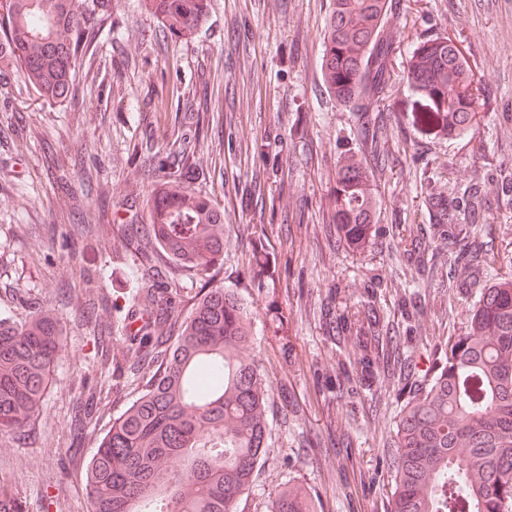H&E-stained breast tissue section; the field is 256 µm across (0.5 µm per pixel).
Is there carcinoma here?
I'll use <instances>...</instances> for the list:
<instances>
[{
	"label": "carcinoma",
	"mask_w": 512,
	"mask_h": 512,
	"mask_svg": "<svg viewBox=\"0 0 512 512\" xmlns=\"http://www.w3.org/2000/svg\"><path fill=\"white\" fill-rule=\"evenodd\" d=\"M0 0V63L20 68L41 98L62 103L72 95L77 64L112 25L108 0ZM165 40H189L207 20L210 0H140ZM389 0H333L324 35L322 79L342 104H357L390 78L384 23ZM415 98L412 123L450 139L469 132L481 88L462 50L450 38L415 46L408 60ZM189 109L208 108L207 86L184 99ZM385 160L377 134L364 136V152L336 163L326 211L329 248L360 253L375 224V193ZM148 209L139 243L143 275L161 249L177 271L207 272L224 260L228 232L212 199L179 187L167 173ZM478 188L465 192L469 216L454 218L453 205L425 187V209L437 220L404 247L401 271L416 284L398 298L400 315L427 307L417 286L474 288L467 325L441 337L420 368L394 324L368 299L339 308L336 292L320 309L343 377L325 391L340 401L353 384L378 404L406 397L390 443L394 478L389 512H512V280L491 277L477 242ZM251 267L261 275L272 262L265 225L254 227ZM86 306L98 298L81 270L71 269ZM176 278L136 286L142 306L127 321L140 322L116 360L137 375L142 393L102 438L87 465V512H231L266 459L269 410L275 394L288 396L258 364L245 357L254 341L247 302L215 287L184 313L174 302ZM62 348L54 317L34 312L15 322L0 315V449L37 414ZM0 512H25L23 502L0 485ZM270 512H315L298 488L275 494Z\"/></svg>",
	"instance_id": "1"
}]
</instances>
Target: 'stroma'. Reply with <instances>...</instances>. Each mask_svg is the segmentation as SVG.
Here are the masks:
<instances>
[{"instance_id":"obj_1","label":"stroma","mask_w":512,"mask_h":512,"mask_svg":"<svg viewBox=\"0 0 512 512\" xmlns=\"http://www.w3.org/2000/svg\"><path fill=\"white\" fill-rule=\"evenodd\" d=\"M112 27L78 64L67 101L46 105L16 70L0 71V313L35 309L57 318L63 349L42 408L0 451V482L26 512H86L87 461L141 386L106 362L94 325L67 287L80 265L119 321L131 303L140 261L133 225L147 221L160 184L161 158L182 166L185 188L212 197L229 240L210 276L178 277L175 301L190 309L202 285L237 291L251 302L249 351L274 383L287 384L296 413L270 412V463L258 468L237 512H269L283 485H303L317 512H386L393 469L387 446L400 410L375 407L354 392L342 407L324 391L336 360L319 320L333 287L360 306L369 270L390 283L398 266L393 225L412 238L428 223L422 184L445 196L480 181L491 208L480 228L495 278L512 279V0H389L391 78L373 100L387 113L390 156L377 187L379 210L369 252H325L320 241L291 252L287 225L322 221L337 159L362 146L358 109L337 104L321 78L323 37L333 0H211L193 39L157 38L139 0H111ZM461 37V49L486 92L472 130L432 137L411 121L406 59L419 42ZM208 111L188 112L183 94L200 82ZM182 145L173 147L170 135ZM97 168L102 183L83 180ZM116 220L91 236L74 233L72 201ZM272 226L274 280L257 284L244 257L253 225ZM432 309L406 333L432 343L466 324L470 295L426 290Z\"/></svg>"}]
</instances>
